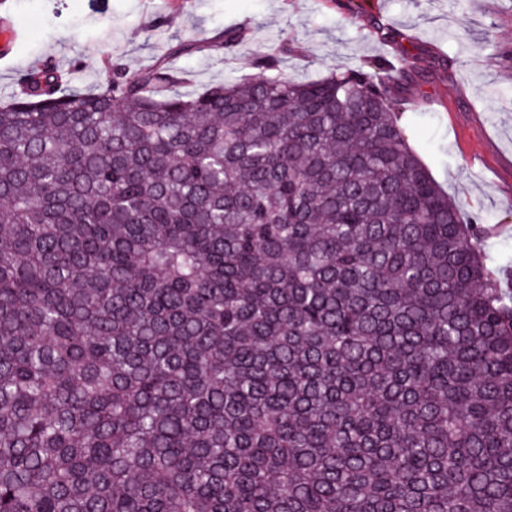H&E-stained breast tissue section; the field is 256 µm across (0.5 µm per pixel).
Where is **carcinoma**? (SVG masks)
Returning a JSON list of instances; mask_svg holds the SVG:
<instances>
[{"label":"carcinoma","instance_id":"obj_1","mask_svg":"<svg viewBox=\"0 0 512 512\" xmlns=\"http://www.w3.org/2000/svg\"><path fill=\"white\" fill-rule=\"evenodd\" d=\"M254 66L18 74L0 512H512V295L412 143L413 69Z\"/></svg>","mask_w":512,"mask_h":512}]
</instances>
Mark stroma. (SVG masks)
Instances as JSON below:
<instances>
[{"label":"stroma","mask_w":512,"mask_h":512,"mask_svg":"<svg viewBox=\"0 0 512 512\" xmlns=\"http://www.w3.org/2000/svg\"><path fill=\"white\" fill-rule=\"evenodd\" d=\"M0 13L25 32L0 60V104L21 71L49 58L75 63L71 84L85 92L104 82L108 58L132 71L170 58L199 90L255 75L260 53L280 55L299 81L365 61L411 64L417 75L400 95L422 159L484 227L489 267H512V0H7ZM239 27L234 55H170Z\"/></svg>","instance_id":"obj_1"}]
</instances>
